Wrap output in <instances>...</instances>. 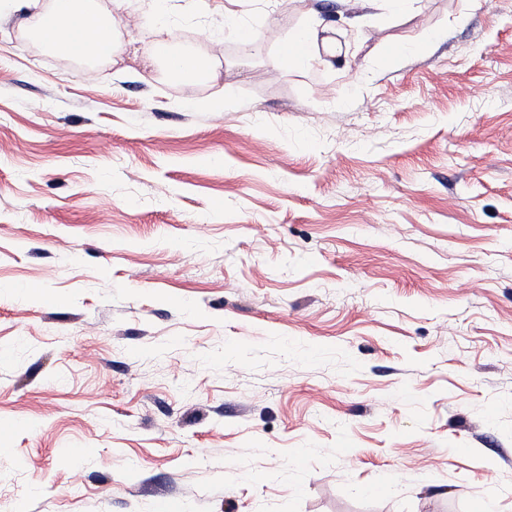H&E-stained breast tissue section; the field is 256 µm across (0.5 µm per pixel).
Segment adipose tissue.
<instances>
[{
	"label": "adipose tissue",
	"mask_w": 512,
	"mask_h": 512,
	"mask_svg": "<svg viewBox=\"0 0 512 512\" xmlns=\"http://www.w3.org/2000/svg\"><path fill=\"white\" fill-rule=\"evenodd\" d=\"M0 9L15 14L21 32L55 55L85 63H119L129 46L119 39L112 15L101 0H0ZM323 30L316 15H308L297 32L284 42L274 60L277 67L328 65L321 51ZM216 54H184L171 58L165 69L176 81L212 79Z\"/></svg>",
	"instance_id": "adipose-tissue-1"
}]
</instances>
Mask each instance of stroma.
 I'll return each instance as SVG.
<instances>
[{
	"mask_svg": "<svg viewBox=\"0 0 512 512\" xmlns=\"http://www.w3.org/2000/svg\"><path fill=\"white\" fill-rule=\"evenodd\" d=\"M174 4L203 86L0 12V512H512V0ZM325 31L316 14L306 16L297 32L284 42L280 53L274 59L278 68L307 66H331L332 61L322 54L321 45L325 54L328 51L327 38H320V33Z\"/></svg>",
	"mask_w": 512,
	"mask_h": 512,
	"instance_id": "obj_1",
	"label": "stroma"
}]
</instances>
